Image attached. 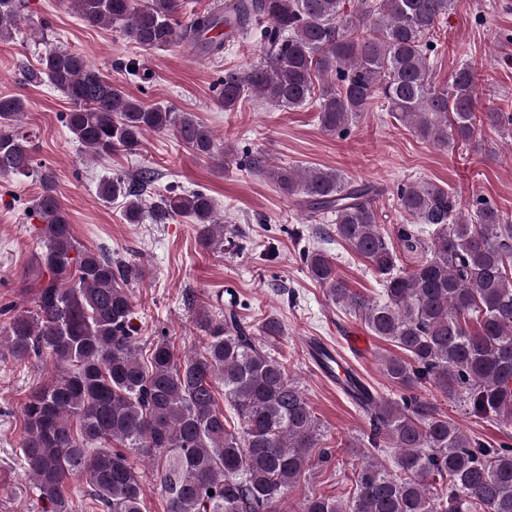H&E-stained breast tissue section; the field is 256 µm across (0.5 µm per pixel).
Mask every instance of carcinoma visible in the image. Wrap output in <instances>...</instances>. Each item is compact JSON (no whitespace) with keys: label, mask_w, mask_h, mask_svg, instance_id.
Returning a JSON list of instances; mask_svg holds the SVG:
<instances>
[{"label":"carcinoma","mask_w":512,"mask_h":512,"mask_svg":"<svg viewBox=\"0 0 512 512\" xmlns=\"http://www.w3.org/2000/svg\"><path fill=\"white\" fill-rule=\"evenodd\" d=\"M229 0L221 12L193 14L186 0H68L91 27H112L144 51L189 42L219 54L224 39L253 33L260 61L226 71L218 96L226 112L247 97L278 108L316 102L322 130L343 136L378 102L416 136L440 148L469 145L478 125L512 126V115L484 109L478 71L464 64L440 86L432 81V37L455 0ZM18 0H0V37L12 36ZM40 75L73 104L65 127L93 158L133 153L146 135L172 131L192 152L215 157L213 130L186 112L148 105L107 80L80 53L46 47ZM24 101L0 96V176H36L41 192L31 213L42 224V273L33 308L17 311L0 332L17 362L46 358L54 373L24 402L20 452L26 475L50 512H68L70 482L84 479L100 512H143L146 488L130 456L156 463L166 512H278L297 487L311 449L323 444L319 426L286 365L258 337L284 328L267 317L258 330L233 307L216 318L203 310L195 325L203 351L175 359L161 336L138 357L128 294L142 269L83 248L55 188L53 172L34 158L20 124ZM248 168L284 195L298 197L307 217L334 216L336 238L364 257L381 278L369 298L340 279L325 253L309 250V275L326 296L403 356L383 371L400 398L383 399L348 374L342 380L366 415L369 432L349 444L364 458L347 500L309 493L297 512H512V445L467 435L436 401L417 391L463 401L471 413L512 427V217L489 199L467 201L418 182L399 188L408 223L397 230L405 248L423 249L411 270L378 224V188L330 167L296 169L267 163ZM156 173L99 185L106 202L124 199L123 218L139 224L183 216L196 225L204 250L224 249V225L206 192L171 189L145 211L143 195ZM233 406L230 431L216 387ZM389 453L378 459L376 454Z\"/></svg>","instance_id":"carcinoma-1"}]
</instances>
